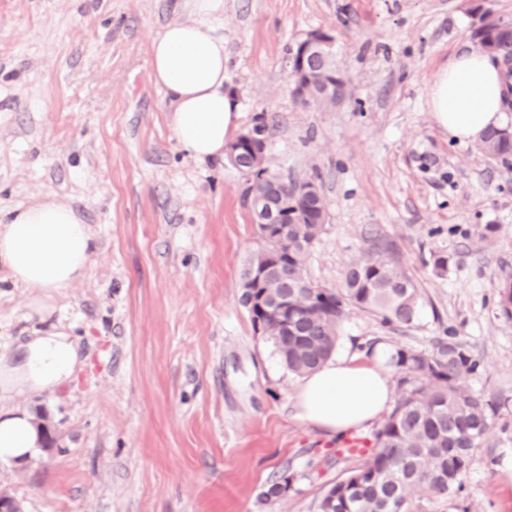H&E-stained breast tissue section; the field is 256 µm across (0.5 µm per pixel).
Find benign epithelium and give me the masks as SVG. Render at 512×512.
I'll return each mask as SVG.
<instances>
[{
	"label": "benign epithelium",
	"mask_w": 512,
	"mask_h": 512,
	"mask_svg": "<svg viewBox=\"0 0 512 512\" xmlns=\"http://www.w3.org/2000/svg\"><path fill=\"white\" fill-rule=\"evenodd\" d=\"M332 49L333 37L318 30L307 33L297 42L292 51L294 61L290 77L298 97L310 99L309 73L330 57ZM323 94L339 102L346 97V86L336 82V77L330 74L325 81ZM266 149L265 139L247 130L225 145L224 152L234 168L245 177L251 179L258 176L265 184L263 191L248 199L254 224L262 229L261 239L268 241L273 234L280 244L286 245L288 239L284 224L288 223V204L282 191L284 178L268 165ZM266 273V268L258 267L242 281L241 288L246 296H254V289L261 287Z\"/></svg>",
	"instance_id": "1"
}]
</instances>
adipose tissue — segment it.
<instances>
[{"instance_id": "adipose-tissue-1", "label": "adipose tissue", "mask_w": 512, "mask_h": 512, "mask_svg": "<svg viewBox=\"0 0 512 512\" xmlns=\"http://www.w3.org/2000/svg\"><path fill=\"white\" fill-rule=\"evenodd\" d=\"M224 0H193V17L173 22L149 45V69L170 112L179 147L204 162L224 155L239 108L224 89V38L214 30ZM429 108L450 138L481 140L512 115V77L486 52L465 51L441 67L432 82ZM91 227L71 206L32 201L0 213V269L27 289L36 309L53 293L83 277L92 254ZM382 352L331 357L295 388L297 416L332 437L360 430L393 400ZM77 349L64 327L37 330L20 365L0 367V393L43 390L68 380ZM40 445L31 415L0 414V462L22 463Z\"/></svg>"}]
</instances>
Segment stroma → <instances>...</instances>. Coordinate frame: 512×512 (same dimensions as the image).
<instances>
[{"label": "stroma", "mask_w": 512, "mask_h": 512, "mask_svg": "<svg viewBox=\"0 0 512 512\" xmlns=\"http://www.w3.org/2000/svg\"><path fill=\"white\" fill-rule=\"evenodd\" d=\"M512 21V0H224V83L238 130L268 126L274 169L318 178L327 204L307 275L339 287L368 231L392 240L422 295L417 321L351 310L337 353L464 341L467 388L500 401L461 498L413 492L410 512H512V162L457 144L429 110L438 69L473 49L474 5ZM188 0H0V210L73 206L96 240L86 276L47 317L0 273V355L31 330L68 327L86 360L72 379L0 409L47 412L54 444L0 463L23 512H317L367 457L375 426L345 441L296 418L298 380L240 303L260 246L246 179L182 153L148 65L152 37ZM336 42L338 104L301 103L287 58L304 34ZM448 259L446 270L434 265ZM292 483L265 500L280 474Z\"/></svg>", "instance_id": "35a3bbf8"}]
</instances>
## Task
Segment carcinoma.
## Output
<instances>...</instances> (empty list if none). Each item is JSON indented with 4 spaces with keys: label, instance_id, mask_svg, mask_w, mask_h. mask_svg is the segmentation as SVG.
<instances>
[{
    "label": "carcinoma",
    "instance_id": "1",
    "mask_svg": "<svg viewBox=\"0 0 512 512\" xmlns=\"http://www.w3.org/2000/svg\"><path fill=\"white\" fill-rule=\"evenodd\" d=\"M478 49L495 57L506 38L501 28H482ZM479 149L504 160L512 157V137L495 129ZM296 183L284 181L283 191L296 204V223L288 225V249L272 243L268 266L288 260V281L270 275L259 294L263 304L244 299L251 322L265 323L266 337L280 363L295 375L318 369L335 352L348 312L357 308L381 318L387 326H409L421 309V295L403 266L395 243L371 231L366 249L345 267L338 288L313 282L305 262L325 222L317 221L306 195ZM278 297L288 298V326L296 334L282 335L276 317ZM497 307L512 320V280L503 281ZM398 375L400 398L375 433L373 452L331 486L318 512H408L414 490L453 499L476 461L499 411V404L470 392L467 377L479 372L480 361L455 337L437 340L430 351L397 349L387 362ZM287 473L272 480L262 496L270 500L287 491Z\"/></svg>",
    "mask_w": 512,
    "mask_h": 512
}]
</instances>
